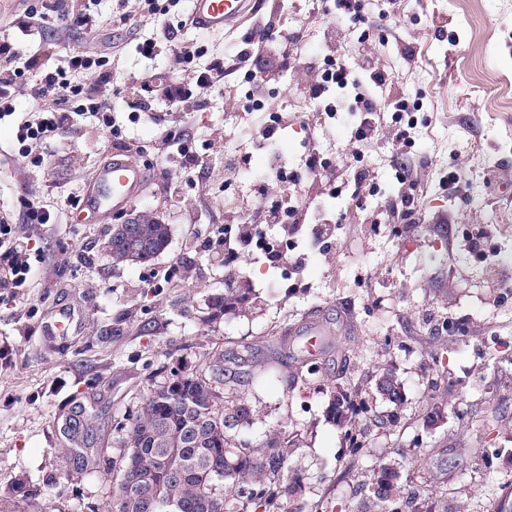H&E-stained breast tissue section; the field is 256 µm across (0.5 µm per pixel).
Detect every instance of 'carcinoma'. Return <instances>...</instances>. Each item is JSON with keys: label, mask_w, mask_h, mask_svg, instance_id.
<instances>
[{"label": "carcinoma", "mask_w": 512, "mask_h": 512, "mask_svg": "<svg viewBox=\"0 0 512 512\" xmlns=\"http://www.w3.org/2000/svg\"><path fill=\"white\" fill-rule=\"evenodd\" d=\"M141 240L146 248L133 252L129 261L148 262L163 252L169 241V228L155 221L140 225ZM380 393L390 401H403L401 387L394 376L385 373L378 384ZM334 415H358L359 408L343 392L334 399ZM249 406L239 401L231 407L219 405L212 384L202 378L184 386L176 401L163 391H153L141 412L126 430L123 444L127 456L133 458L142 473L159 468L169 448L180 449L186 476L159 494L149 495V507L137 508L122 480L115 495L114 512H172L170 499L182 504V512H212L211 504L224 501V487L237 490L242 498V512H271L274 502L282 497H297L303 487L288 481L293 449L285 445L278 433L267 436L260 448L234 444L224 437V428L237 427L247 421ZM399 472L391 464L372 469L371 491L365 500V512H389L400 499Z\"/></svg>", "instance_id": "cac0c4a2"}]
</instances>
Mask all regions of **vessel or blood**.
<instances>
[{
    "label": "vessel or blood",
    "mask_w": 512,
    "mask_h": 512,
    "mask_svg": "<svg viewBox=\"0 0 512 512\" xmlns=\"http://www.w3.org/2000/svg\"><path fill=\"white\" fill-rule=\"evenodd\" d=\"M257 0H190V18L196 28L221 32L237 26ZM147 180V168L135 161L113 157L101 163L87 183L83 209L107 222L112 214L130 207Z\"/></svg>",
    "instance_id": "obj_1"
}]
</instances>
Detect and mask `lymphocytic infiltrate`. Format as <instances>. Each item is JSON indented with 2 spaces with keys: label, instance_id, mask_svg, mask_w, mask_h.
I'll use <instances>...</instances> for the list:
<instances>
[{
  "label": "lymphocytic infiltrate",
  "instance_id": "obj_1",
  "mask_svg": "<svg viewBox=\"0 0 512 512\" xmlns=\"http://www.w3.org/2000/svg\"><path fill=\"white\" fill-rule=\"evenodd\" d=\"M66 30L92 28L93 17L88 9H79L74 0H52L48 12L37 13L31 22L24 24L23 35L44 34L47 27ZM173 25L161 24L159 35L154 39L136 42L135 49L146 57L155 56L159 49H167L176 65L192 63L199 54L198 46L180 40ZM254 39L236 47L235 56L246 62L258 52L274 54L280 61H287L288 48L300 39L296 31H273L267 22H257ZM311 73L306 87L310 97L320 98L330 86L345 90L352 89L354 96L348 107L350 122L355 130L356 142L365 144L379 136L376 91L390 82L389 74L379 67L372 50L359 48L353 63L337 64L336 67L316 73L313 63H306ZM111 82V74L103 59L87 55L86 52L66 50L63 64L52 61L30 59L20 61L9 38H0V118L12 115L17 97H25L36 104L42 117L38 122L21 129L22 140L36 147L57 143L62 131L72 128L77 117L85 114L99 116L107 127H115L112 103L104 90ZM224 64L213 61L204 71L197 74L194 86H183L177 79L170 80L166 97L171 105H179L192 98H204L210 92L223 89ZM161 142L162 159L180 167L188 178L203 177L209 163L200 154L188 130L182 127L165 130ZM400 187L387 205L373 214L370 230H377L380 224L390 223L395 234L413 233L418 224L417 199L414 195L416 183L411 170L401 168L398 177ZM261 205L255 219L262 224L277 223L280 212L286 205L303 209L315 215L316 220L306 235L308 243L331 239L336 227L323 218L324 206L319 197L308 196L285 201L284 189L267 179H260L257 187ZM23 242L16 225L0 224V288L19 287L27 278L30 267L23 260Z\"/></svg>",
  "mask_w": 512,
  "mask_h": 512
}]
</instances>
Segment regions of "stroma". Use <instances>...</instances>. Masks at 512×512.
<instances>
[{"mask_svg":"<svg viewBox=\"0 0 512 512\" xmlns=\"http://www.w3.org/2000/svg\"><path fill=\"white\" fill-rule=\"evenodd\" d=\"M46 0H0V36L14 39L21 58H47L50 43L106 55L107 93L123 139L154 145L170 127H190L199 152L242 157L238 201L224 200V168L189 181L176 167L167 175L180 192L143 193L133 208L170 227L164 252L146 263H113L105 244L111 224H75L70 213L51 224H29L24 205L46 201L52 184L81 188L91 177L107 132L85 115L61 135L46 165L18 161L20 125L36 122L35 106L18 99L0 119V217L15 224L31 267L18 288H0V512H109L121 478L126 427L156 386L180 376L210 378L215 367L240 377L233 398L251 414L229 435L262 444L281 431L295 449L290 476L304 490L278 512H359L357 480L379 463L398 465L412 504L430 500L436 512H498L512 507V294L499 297L482 274L486 264L459 249L465 232L488 224L490 212L512 218V0H361L362 21L338 17L336 0H261L279 30H299L302 54L351 60L371 48L392 75L377 93L384 113L377 141L363 162L380 191L336 192L326 213L339 228L328 249L299 242L293 264L280 268L263 255L240 253L250 289L242 311H224V229L237 227L254 203V181L266 154L247 152L250 131L244 73L233 59L250 39L251 24L235 32L181 31L202 53V70L224 62L226 93L190 101L174 111L155 100L156 120L129 118L135 77L185 78L170 54L144 57L113 47L115 0L91 7L98 30L52 31L46 42L22 35L30 11ZM306 72L288 65L275 78L276 109L292 116L271 145L302 167L308 148L336 161L339 181L352 164V127L320 120L322 101L294 109ZM407 95L415 129L406 162L426 194L424 224H456L440 245L435 237L363 231L367 214L398 189L392 161L397 95ZM469 180L466 199L440 180L451 172ZM434 305L466 319L467 329L432 335L418 322ZM74 308L65 329L48 333L57 309ZM321 328V354H309V331ZM393 372L404 398L383 399L376 382ZM365 400L359 418L367 432L352 455L346 423L332 418L338 391Z\"/></svg>","mask_w":512,"mask_h":512,"instance_id":"35a3bbf8","label":"stroma"}]
</instances>
